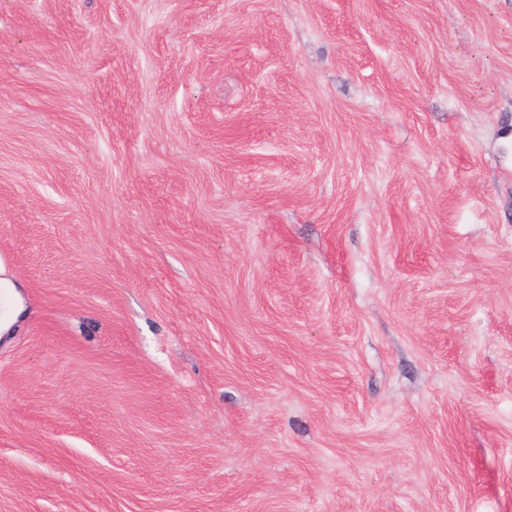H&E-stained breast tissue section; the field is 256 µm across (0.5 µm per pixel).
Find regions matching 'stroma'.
Masks as SVG:
<instances>
[{
	"label": "stroma",
	"mask_w": 512,
	"mask_h": 512,
	"mask_svg": "<svg viewBox=\"0 0 512 512\" xmlns=\"http://www.w3.org/2000/svg\"><path fill=\"white\" fill-rule=\"evenodd\" d=\"M0 512H512V0H0ZM20 288L21 284L0 259V336H11L29 317Z\"/></svg>",
	"instance_id": "stroma-1"
}]
</instances>
